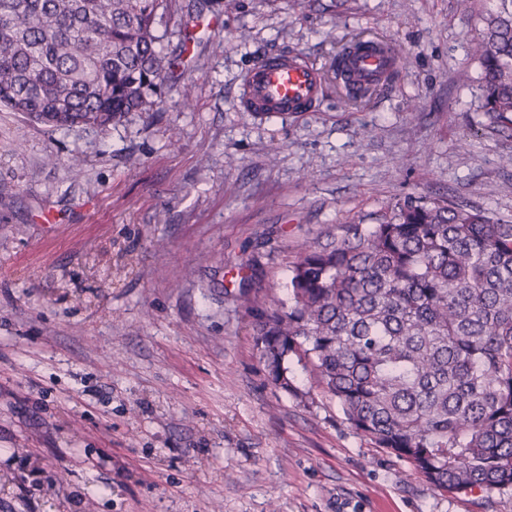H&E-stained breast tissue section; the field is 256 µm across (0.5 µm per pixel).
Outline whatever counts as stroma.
I'll list each match as a JSON object with an SVG mask.
<instances>
[{
  "instance_id": "35a3bbf8",
  "label": "stroma",
  "mask_w": 512,
  "mask_h": 512,
  "mask_svg": "<svg viewBox=\"0 0 512 512\" xmlns=\"http://www.w3.org/2000/svg\"><path fill=\"white\" fill-rule=\"evenodd\" d=\"M495 3L238 0L192 27L172 9L155 30L166 53L196 38L191 101L105 129L0 112V512H512V490H435L300 364L308 403L268 383L235 302L252 273L284 288L297 239L410 197L512 214V127L470 51ZM358 33L406 59L354 106L329 68ZM273 53L322 72L314 111H242Z\"/></svg>"
}]
</instances>
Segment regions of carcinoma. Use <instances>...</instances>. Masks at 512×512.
I'll list each match as a JSON object with an SVG mask.
<instances>
[{
    "label": "carcinoma",
    "instance_id": "carcinoma-1",
    "mask_svg": "<svg viewBox=\"0 0 512 512\" xmlns=\"http://www.w3.org/2000/svg\"><path fill=\"white\" fill-rule=\"evenodd\" d=\"M172 0H0V107L66 129L158 106L177 59L154 24ZM471 46L483 107L512 122V0ZM267 380L306 401L303 364L346 422L436 490L512 489V215L408 199L304 240L288 297L239 287Z\"/></svg>",
    "mask_w": 512,
    "mask_h": 512
}]
</instances>
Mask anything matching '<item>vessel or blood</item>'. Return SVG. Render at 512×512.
Segmentation results:
<instances>
[{
    "mask_svg": "<svg viewBox=\"0 0 512 512\" xmlns=\"http://www.w3.org/2000/svg\"><path fill=\"white\" fill-rule=\"evenodd\" d=\"M394 66L392 46L383 40L351 43L340 61L342 80L354 89L383 86ZM322 86L320 71L301 58L289 54L263 56L245 75L241 107L267 118L307 112L319 102Z\"/></svg>",
    "mask_w": 512,
    "mask_h": 512,
    "instance_id": "b4317fda",
    "label": "vessel or blood"
}]
</instances>
